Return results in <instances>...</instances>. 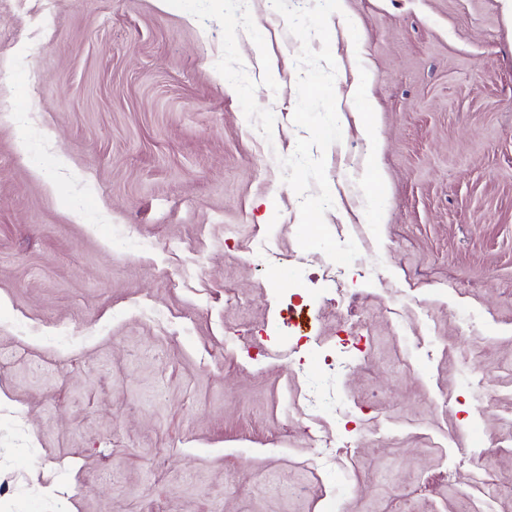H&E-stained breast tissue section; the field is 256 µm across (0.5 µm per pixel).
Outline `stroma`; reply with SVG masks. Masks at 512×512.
I'll return each mask as SVG.
<instances>
[{
	"instance_id": "1",
	"label": "stroma",
	"mask_w": 512,
	"mask_h": 512,
	"mask_svg": "<svg viewBox=\"0 0 512 512\" xmlns=\"http://www.w3.org/2000/svg\"><path fill=\"white\" fill-rule=\"evenodd\" d=\"M341 8L343 304L271 0H0V512H512V0ZM363 182L367 188L370 198V214L369 224H379L378 215L380 212V202L385 198L384 182L381 176H377L373 169L367 168L363 171Z\"/></svg>"
}]
</instances>
